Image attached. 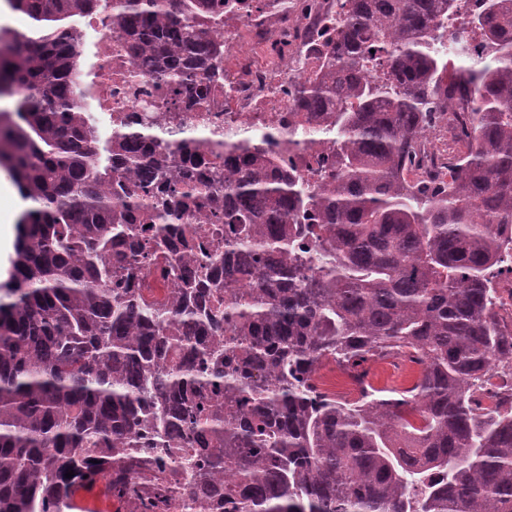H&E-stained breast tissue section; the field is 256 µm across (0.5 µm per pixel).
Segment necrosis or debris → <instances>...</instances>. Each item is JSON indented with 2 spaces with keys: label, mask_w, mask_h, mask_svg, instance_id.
Instances as JSON below:
<instances>
[{
  "label": "necrosis or debris",
  "mask_w": 512,
  "mask_h": 512,
  "mask_svg": "<svg viewBox=\"0 0 512 512\" xmlns=\"http://www.w3.org/2000/svg\"><path fill=\"white\" fill-rule=\"evenodd\" d=\"M335 23L334 0H225L223 74L208 111L188 113L181 125L150 111L156 78L132 57L122 38L100 27L85 74L86 98L115 127L154 122L171 139L197 131L200 165L220 166L225 128L287 127L293 112L290 81L321 66L327 31ZM162 467L174 499L159 512H201L185 491L188 475L181 449H171Z\"/></svg>",
  "instance_id": "1"
}]
</instances>
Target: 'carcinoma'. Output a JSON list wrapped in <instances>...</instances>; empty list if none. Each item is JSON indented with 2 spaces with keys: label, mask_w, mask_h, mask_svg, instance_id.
<instances>
[{
  "label": "carcinoma",
  "mask_w": 512,
  "mask_h": 512,
  "mask_svg": "<svg viewBox=\"0 0 512 512\" xmlns=\"http://www.w3.org/2000/svg\"><path fill=\"white\" fill-rule=\"evenodd\" d=\"M8 5L33 27L0 25V168L27 203L0 284V512H55L98 475L153 512L128 449L175 446L209 512H512V409L472 399L512 362L493 286L512 266V0H337L288 131L224 134V240L202 263L168 260V213L196 207L170 160L198 146L148 125L101 139L75 24L106 10L197 112L224 10ZM443 122L467 151L408 180ZM149 255L173 279L161 304L135 288ZM389 354L421 366L411 388L348 402L315 384L325 360L362 382Z\"/></svg>",
  "instance_id": "obj_1"
}]
</instances>
